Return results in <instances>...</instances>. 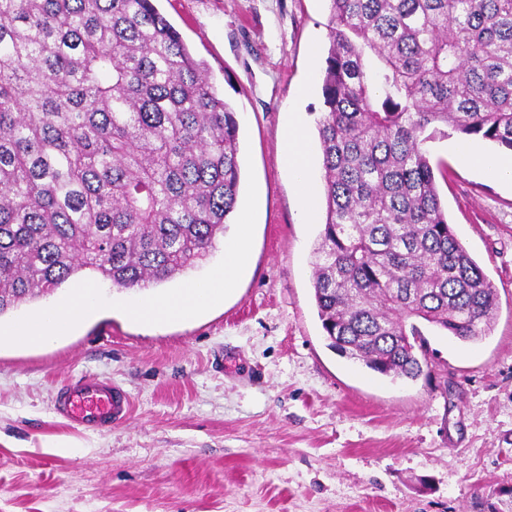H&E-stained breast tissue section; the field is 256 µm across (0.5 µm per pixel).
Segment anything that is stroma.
<instances>
[{"label":"stroma","instance_id":"obj_1","mask_svg":"<svg viewBox=\"0 0 512 512\" xmlns=\"http://www.w3.org/2000/svg\"><path fill=\"white\" fill-rule=\"evenodd\" d=\"M239 123L250 259L232 291L159 327L125 306L171 295L224 265L154 286L97 282L99 311L50 345L0 341V512H512V184L466 164L458 135L427 142L448 164L441 201L498 295L478 342L433 335L431 380H391L330 349L311 251L323 208L303 218L280 152L289 117L316 119L326 0H158ZM97 379L129 398L104 431L54 411L66 385Z\"/></svg>","mask_w":512,"mask_h":512}]
</instances>
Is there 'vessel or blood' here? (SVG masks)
Returning <instances> with one entry per match:
<instances>
[{"mask_svg": "<svg viewBox=\"0 0 512 512\" xmlns=\"http://www.w3.org/2000/svg\"><path fill=\"white\" fill-rule=\"evenodd\" d=\"M54 410L68 422L88 429L104 430L129 413L126 396L104 382L74 385L61 390Z\"/></svg>", "mask_w": 512, "mask_h": 512, "instance_id": "vessel-or-blood-1", "label": "vessel or blood"}]
</instances>
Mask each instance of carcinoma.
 Returning a JSON list of instances; mask_svg holds the SVG:
<instances>
[{
	"label": "carcinoma",
	"mask_w": 512,
	"mask_h": 512,
	"mask_svg": "<svg viewBox=\"0 0 512 512\" xmlns=\"http://www.w3.org/2000/svg\"><path fill=\"white\" fill-rule=\"evenodd\" d=\"M328 2L318 317L341 355L427 379V333L478 341L499 309L424 144L512 151V0ZM240 185L235 112L155 0H0V315L198 267Z\"/></svg>",
	"instance_id": "1"
}]
</instances>
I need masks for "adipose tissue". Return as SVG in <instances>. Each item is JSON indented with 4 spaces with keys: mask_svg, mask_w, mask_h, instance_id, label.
<instances>
[{
    "mask_svg": "<svg viewBox=\"0 0 512 512\" xmlns=\"http://www.w3.org/2000/svg\"><path fill=\"white\" fill-rule=\"evenodd\" d=\"M282 159L289 176L296 182L302 210L311 214L316 186L311 178L303 128L296 122L285 127L281 143ZM242 227L236 239L224 244V267L202 282L188 284L175 296L162 299L150 298L127 307V316L138 323L156 324L190 317L211 302L223 297L231 289L239 272L247 265L249 218H242ZM97 306L91 286H81L77 297L51 311L43 313L29 325L0 329V339L18 338L24 342L47 345L70 327L76 320L94 312Z\"/></svg>",
    "mask_w": 512,
    "mask_h": 512,
    "instance_id": "ef3b65f1",
    "label": "adipose tissue"
}]
</instances>
